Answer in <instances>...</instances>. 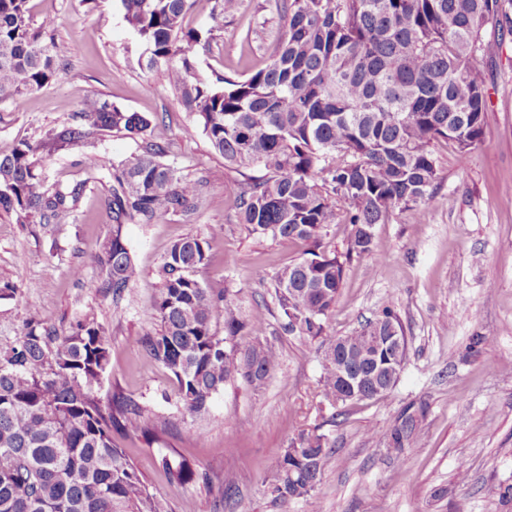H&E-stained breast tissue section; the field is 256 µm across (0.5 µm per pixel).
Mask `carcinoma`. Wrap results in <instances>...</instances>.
<instances>
[{
    "label": "carcinoma",
    "instance_id": "cac0c4a2",
    "mask_svg": "<svg viewBox=\"0 0 512 512\" xmlns=\"http://www.w3.org/2000/svg\"><path fill=\"white\" fill-rule=\"evenodd\" d=\"M28 2L0 0V102L44 87L61 71L54 20L34 25ZM121 5L149 53L147 66L165 70L224 166L241 176L239 223L253 234L308 245L309 258L278 270L273 288L285 329L320 340L323 398L333 406L364 400L348 387L345 368L368 370L369 390L396 385L408 340L392 309L348 335L326 334L345 265L321 251V232L344 217L351 226L347 254L361 255L370 252L369 231L395 211L421 219L438 181L432 144L452 143L464 157L483 141L487 88L478 58L512 33V0H281L283 32L267 64L243 80L212 81L196 73L195 58L209 43L203 34L221 28L238 0H213V26L204 33L184 25L193 0ZM77 118L46 130L35 145L21 142L0 154V210L23 223L74 211L85 184L49 182L39 150H61L96 131L142 136L152 125L97 100ZM165 152L150 142L113 175L106 203L112 233L93 263L116 299L138 274L124 225L195 211L198 183L163 162ZM254 169L264 174H247ZM208 249L199 235L170 245L154 308L160 329L139 338L196 415L228 380L259 390L279 366L262 340L265 314L243 320L229 289L197 279ZM219 312L222 337L212 326ZM389 328L402 336L397 351L376 344L375 335ZM109 356L106 329L88 316L63 335L43 321L29 324L0 350V512H169L112 441L114 428L143 431L144 409L129 396L113 398L110 410L101 405L96 390ZM427 409L420 402L400 412L387 435L391 452L419 441ZM328 448L323 433L294 432L265 477L275 498L311 496ZM162 465L175 482L194 479L184 459L164 457Z\"/></svg>",
    "mask_w": 512,
    "mask_h": 512
}]
</instances>
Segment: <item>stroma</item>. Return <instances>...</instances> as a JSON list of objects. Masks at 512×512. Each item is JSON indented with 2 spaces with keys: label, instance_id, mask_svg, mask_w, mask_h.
Returning <instances> with one entry per match:
<instances>
[{
  "label": "stroma",
  "instance_id": "1",
  "mask_svg": "<svg viewBox=\"0 0 512 512\" xmlns=\"http://www.w3.org/2000/svg\"><path fill=\"white\" fill-rule=\"evenodd\" d=\"M277 2L240 0L235 17L199 51L198 75L242 79L263 67L282 32ZM30 7L34 22L54 17L63 69L42 89L0 103V154L36 142L96 99L156 119L152 137L168 142L167 162L200 191L192 219L125 225L139 275L116 301L89 262L109 218L107 188L84 156L93 149L117 166L139 143L122 131H98L90 143L43 154L51 180L85 190L76 211L56 223L23 224L0 211V349L37 318L61 331L87 315L102 324L111 350L97 393L107 407L117 394L136 398L151 432L147 440L122 432L113 439L171 512H512V34L481 62L482 143L464 157L452 144H436L438 186L423 220L412 224L398 213L375 225L370 253L345 266L328 335L359 329L389 306L402 321L408 355L387 397L337 415L321 394L318 341L284 331L275 304V272L303 259L305 245L238 223L237 173L178 104L164 71L141 66L146 50L120 0H30ZM188 235L209 242L198 279L224 282L242 317L263 310L280 360L263 390L228 381L199 416L184 410L171 373L138 345L159 328L153 306L163 257ZM420 401L428 405L421 439L393 462L365 432L388 434L402 409ZM317 427L334 448L314 495L275 500L264 481L268 466L294 431ZM165 457L188 460L195 479L169 483Z\"/></svg>",
  "mask_w": 512,
  "mask_h": 512
}]
</instances>
